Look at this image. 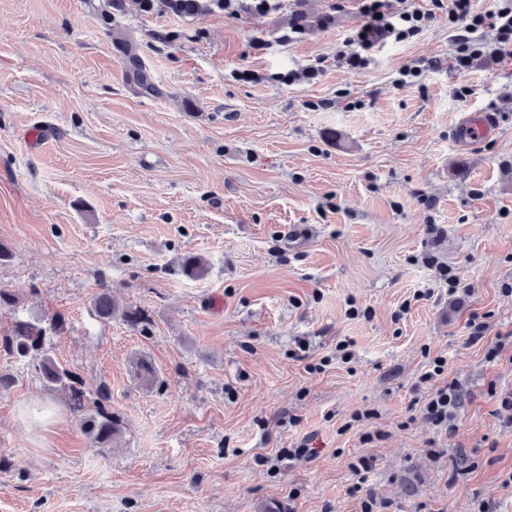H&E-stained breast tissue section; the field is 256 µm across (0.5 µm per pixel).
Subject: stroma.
I'll return each mask as SVG.
<instances>
[{
    "mask_svg": "<svg viewBox=\"0 0 512 512\" xmlns=\"http://www.w3.org/2000/svg\"><path fill=\"white\" fill-rule=\"evenodd\" d=\"M292 9L0 0V288L17 299L0 337L61 315L50 355L88 401L107 389L122 421L117 445L96 447L0 349V512H361L366 493L392 512H512V428L494 415L512 343L485 358L512 331V45L457 72L441 16L349 73L333 56L356 11L276 44ZM321 57L314 84L282 81ZM433 57L441 69L395 86ZM483 111L497 135L458 148L452 129ZM42 126L51 137L30 142ZM188 254L203 275L183 272ZM104 285L108 321L93 311ZM421 288L433 296L414 300ZM136 308L138 328L123 317ZM475 312L492 318L473 344ZM437 357L465 393L448 434L422 411ZM303 441L312 457L270 465ZM473 449L478 469L455 475ZM362 456L373 469L353 496ZM427 64V65H424ZM441 60L438 58L428 59L427 62H423V64H418L416 61H412L403 65L398 71V77L396 78V83L399 86H410L415 85L422 73L426 68H440Z\"/></svg>",
    "mask_w": 512,
    "mask_h": 512,
    "instance_id": "35a3bbf8",
    "label": "stroma"
}]
</instances>
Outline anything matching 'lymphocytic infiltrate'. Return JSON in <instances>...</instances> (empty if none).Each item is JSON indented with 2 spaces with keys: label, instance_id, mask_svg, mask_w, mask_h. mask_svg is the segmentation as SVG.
<instances>
[{
  "label": "lymphocytic infiltrate",
  "instance_id": "f902f5d3",
  "mask_svg": "<svg viewBox=\"0 0 512 512\" xmlns=\"http://www.w3.org/2000/svg\"><path fill=\"white\" fill-rule=\"evenodd\" d=\"M430 2V8L425 9L417 0H334L329 11L315 18L298 9L278 41L289 44L311 28H328L340 14L352 9L361 22L350 29L342 49L336 52L337 66L351 73L368 68L376 52L385 46L418 39L443 14L448 17L452 63L458 72H468L476 58L491 53L493 45L512 44V0H497L494 9L484 12L475 9L474 0ZM463 401L460 385L452 380L436 389L422 410L429 423L448 432L454 428Z\"/></svg>",
  "mask_w": 512,
  "mask_h": 512
}]
</instances>
